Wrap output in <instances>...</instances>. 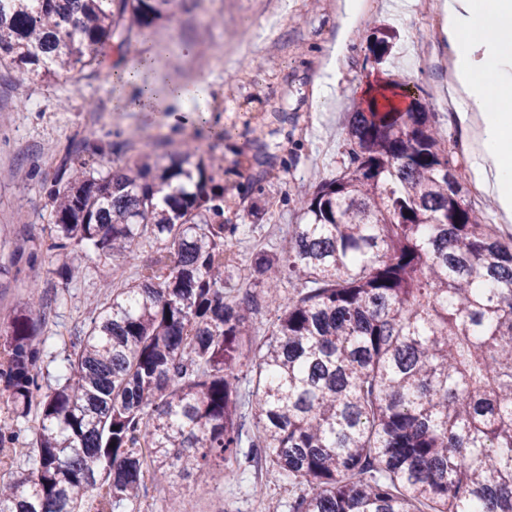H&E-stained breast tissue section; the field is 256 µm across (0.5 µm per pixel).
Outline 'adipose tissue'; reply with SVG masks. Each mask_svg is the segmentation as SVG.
<instances>
[{
  "mask_svg": "<svg viewBox=\"0 0 512 512\" xmlns=\"http://www.w3.org/2000/svg\"><path fill=\"white\" fill-rule=\"evenodd\" d=\"M448 88L475 174L512 222V0H444Z\"/></svg>",
  "mask_w": 512,
  "mask_h": 512,
  "instance_id": "ef3b65f1",
  "label": "adipose tissue"
}]
</instances>
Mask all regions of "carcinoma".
<instances>
[{
  "mask_svg": "<svg viewBox=\"0 0 512 512\" xmlns=\"http://www.w3.org/2000/svg\"><path fill=\"white\" fill-rule=\"evenodd\" d=\"M180 0H0V67L54 79L147 36ZM394 35L373 32L384 60ZM348 165L298 200L277 253L224 292L242 260L226 242L215 161L138 154L87 163L49 191L55 273L95 252L138 279L106 300L43 389L30 304L0 328V512H138L150 489L255 459L294 489L288 512H512V242L467 200L432 112L361 100ZM288 289H283V285ZM273 311L254 345L249 315ZM29 447L36 471L13 468ZM150 249L148 246H140L137 255L138 259L131 261V263L118 262L115 267V278L117 282L124 283L125 281H131L137 277L139 266L142 265L150 256Z\"/></svg>",
  "mask_w": 512,
  "mask_h": 512,
  "instance_id": "carcinoma-1",
  "label": "carcinoma"
}]
</instances>
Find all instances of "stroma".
Here are the masks:
<instances>
[{"label": "stroma", "instance_id": "1", "mask_svg": "<svg viewBox=\"0 0 512 512\" xmlns=\"http://www.w3.org/2000/svg\"><path fill=\"white\" fill-rule=\"evenodd\" d=\"M431 0H373L351 33L341 34L343 0H182L170 20L150 37L157 69L143 83L165 86L193 82L192 66L211 59L203 74L207 118L195 112L132 111L110 80L113 71L132 64L145 44L111 43L101 64L74 70L49 82L0 72V323L24 306L30 289L51 301L37 330L43 349L44 383H61L64 344L81 336L102 303L98 273L62 282L56 259L36 265L19 260L21 251L45 245L53 207L47 189L63 159L111 168L117 158L143 153L160 163L184 144L200 155L224 159L216 179L231 199L227 214L239 225L236 247L243 257L274 253L288 227L299 220L297 195L332 178L347 164L344 128L348 114L382 73L368 53L375 26L397 32L389 57L428 111L434 112L448 150L487 223L501 224L497 205L480 193L475 157L463 148L464 135L454 109L444 106L448 49L440 27L426 21ZM279 21L274 33L254 39L255 24ZM343 40L340 78L322 94L320 72L332 45ZM261 483L271 497L288 500V480L272 469L234 472L221 483L181 480L178 487L151 491V512H165L179 499L184 512H260L252 495Z\"/></svg>", "mask_w": 512, "mask_h": 512}]
</instances>
